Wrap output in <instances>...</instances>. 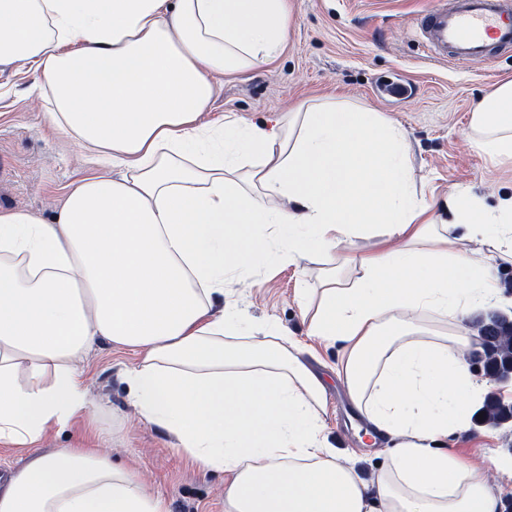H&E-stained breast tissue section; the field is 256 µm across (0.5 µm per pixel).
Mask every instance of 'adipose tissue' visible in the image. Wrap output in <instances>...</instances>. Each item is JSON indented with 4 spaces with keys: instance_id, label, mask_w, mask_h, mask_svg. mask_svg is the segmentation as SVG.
<instances>
[{
    "instance_id": "obj_1",
    "label": "adipose tissue",
    "mask_w": 512,
    "mask_h": 512,
    "mask_svg": "<svg viewBox=\"0 0 512 512\" xmlns=\"http://www.w3.org/2000/svg\"><path fill=\"white\" fill-rule=\"evenodd\" d=\"M287 31L286 0H0V65L34 71L53 125L116 169L71 185L54 222L0 212V444L24 452L0 512H169L132 469L39 447L98 410L81 363L100 343L136 351L129 405L223 473L224 512H502L512 471L487 483L438 445L481 390L461 321L497 299L512 196L452 192L435 215L403 133L346 102L289 113L284 139L200 123L216 78L271 63ZM470 137L512 162V81L482 97ZM367 237L380 248L323 264ZM298 260L320 266L299 293L309 336L342 343L351 401L396 442L366 479L328 443L301 342L274 322L248 340L220 301L235 275Z\"/></svg>"
}]
</instances>
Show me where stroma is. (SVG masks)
Instances as JSON below:
<instances>
[{
    "label": "stroma",
    "mask_w": 512,
    "mask_h": 512,
    "mask_svg": "<svg viewBox=\"0 0 512 512\" xmlns=\"http://www.w3.org/2000/svg\"><path fill=\"white\" fill-rule=\"evenodd\" d=\"M435 0H287L288 37L280 56L262 68L217 78L201 122L220 126L232 116L248 127L268 129L284 115L314 100L333 97L376 112L399 128L409 146L418 196L447 211L449 191L463 190L486 204L512 194V169L494 166L468 140L470 118L483 94L512 81V52L491 64L433 58L417 29ZM408 85L396 99L380 93L382 77ZM34 73L0 66V210H22L52 222L69 185L92 173L81 148L50 122L45 102L32 92ZM317 285L316 266L299 261L258 271L225 304L241 313V328L262 335L268 322L288 329L310 350L311 368L323 375L327 392V436L363 472L386 462L383 444L372 443L347 418L351 403L338 377L342 348L307 336L297 295ZM132 353L103 344L84 364V380L103 409L52 432L43 450L96 447L115 463L161 492L170 512H224V476L203 470L173 449L160 429L145 423L127 403L123 371ZM447 448L474 462L488 483L502 478L512 458V430L470 425L449 436Z\"/></svg>",
    "instance_id": "obj_1"
}]
</instances>
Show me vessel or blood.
I'll list each match as a JSON object with an SVG mask.
<instances>
[{
    "label": "vessel or blood",
    "mask_w": 512,
    "mask_h": 512,
    "mask_svg": "<svg viewBox=\"0 0 512 512\" xmlns=\"http://www.w3.org/2000/svg\"><path fill=\"white\" fill-rule=\"evenodd\" d=\"M431 8L419 26L435 57L483 63L512 51V0H452Z\"/></svg>",
    "instance_id": "vessel-or-blood-1"
}]
</instances>
